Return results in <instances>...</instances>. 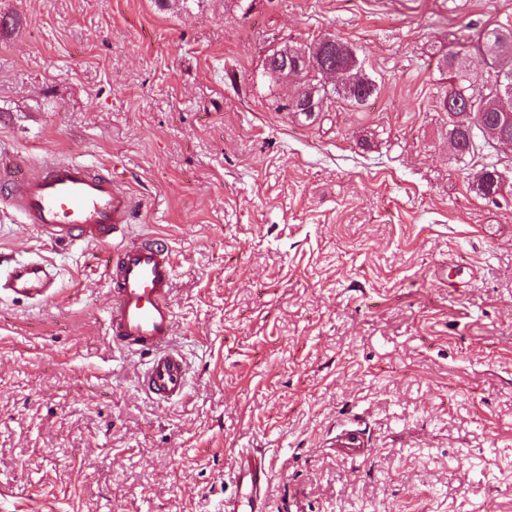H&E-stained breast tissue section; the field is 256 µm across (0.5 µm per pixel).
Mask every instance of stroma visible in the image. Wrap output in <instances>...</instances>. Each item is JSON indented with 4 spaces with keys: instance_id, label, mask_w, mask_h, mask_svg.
<instances>
[{
    "instance_id": "stroma-1",
    "label": "stroma",
    "mask_w": 512,
    "mask_h": 512,
    "mask_svg": "<svg viewBox=\"0 0 512 512\" xmlns=\"http://www.w3.org/2000/svg\"><path fill=\"white\" fill-rule=\"evenodd\" d=\"M512 0H0V164L109 169L168 244L188 392L107 335L99 246L0 201V512H224L239 448L263 512H512V150L448 144L443 64ZM334 36L377 91L288 110L270 49ZM503 177L496 200L475 183ZM346 426L366 451L335 447ZM501 174L495 165L482 169L476 184V193L485 199H493L501 190ZM0 285L14 298L45 301L52 297L55 273L52 263L41 256L0 263ZM234 476L240 488L244 489L243 498H246L251 512H261L260 495L261 491L269 485L271 479L269 470L252 452L240 451L236 455Z\"/></svg>"
}]
</instances>
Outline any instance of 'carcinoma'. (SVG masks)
Returning <instances> with one entry per match:
<instances>
[{
    "label": "carcinoma",
    "instance_id": "obj_1",
    "mask_svg": "<svg viewBox=\"0 0 512 512\" xmlns=\"http://www.w3.org/2000/svg\"><path fill=\"white\" fill-rule=\"evenodd\" d=\"M477 45L484 48L479 62L486 65L494 77L512 85V22L496 23L491 28L477 34ZM288 57V71L283 73L276 66L277 58ZM446 66L454 74L453 86L472 93L467 80L470 63L460 59V52H451L445 57ZM342 70V85L349 98L357 103L367 101L376 91L375 83L370 79L358 77L362 72V62L346 44L335 40L319 41L312 46L284 45L270 50L265 59V70L272 76H293L301 80L296 96L290 101L289 108L307 118L321 111L320 77L326 68ZM467 102L463 98L453 97V90L445 94L442 106L448 112V131L450 143L455 153L462 159L474 155L470 150L471 132L479 131L493 140L497 135L512 138V118L500 112L494 100L484 102L477 112L466 111ZM501 174L496 166L482 169L476 184V193L486 199L497 196L501 190Z\"/></svg>",
    "mask_w": 512,
    "mask_h": 512
}]
</instances>
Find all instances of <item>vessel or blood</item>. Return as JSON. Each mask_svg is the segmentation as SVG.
Returning a JSON list of instances; mask_svg holds the SVG:
<instances>
[{"instance_id": "vessel-or-blood-1", "label": "vessel or blood", "mask_w": 512, "mask_h": 512, "mask_svg": "<svg viewBox=\"0 0 512 512\" xmlns=\"http://www.w3.org/2000/svg\"><path fill=\"white\" fill-rule=\"evenodd\" d=\"M0 191L24 222L53 245L106 248L104 267L111 294L107 330L113 346L145 358L139 381L147 395L166 403L183 399L187 368L173 346L174 258L149 237L127 240L133 213L130 193L111 173L80 161L55 159L34 173L18 167L1 170ZM0 288L18 299L48 300L55 288L54 267L41 256L0 263ZM234 476L243 496L226 500L224 512H241L245 505L261 512L269 470L253 453L241 451Z\"/></svg>"}]
</instances>
